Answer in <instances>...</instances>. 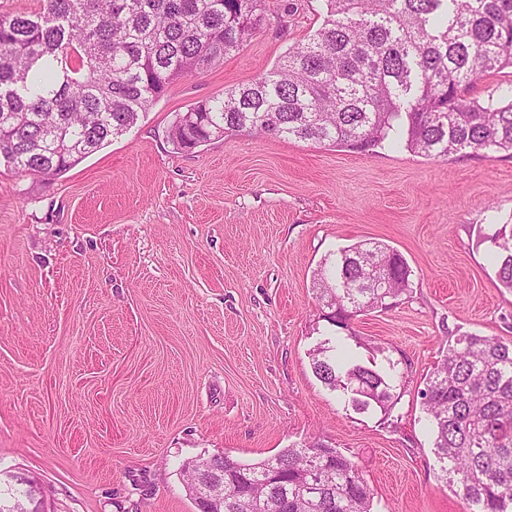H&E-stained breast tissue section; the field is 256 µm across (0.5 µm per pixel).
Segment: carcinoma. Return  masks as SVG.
<instances>
[{
    "label": "carcinoma",
    "mask_w": 512,
    "mask_h": 512,
    "mask_svg": "<svg viewBox=\"0 0 512 512\" xmlns=\"http://www.w3.org/2000/svg\"><path fill=\"white\" fill-rule=\"evenodd\" d=\"M308 41L252 82L192 103L169 136L191 150L248 131L353 151L385 145L427 158L512 156V83L486 99L477 79L512 68V0H325ZM280 0H44L0 17V161L58 175L124 135L177 79L240 50ZM495 276L512 292V229L490 237ZM411 269L395 249L358 242L317 280L332 325L407 293ZM379 278L389 287L375 288ZM316 377L359 410L389 414L390 377L318 349ZM446 483L478 512H512V340L448 341L421 391ZM283 448L242 462L216 456L224 498L214 512H373V493L341 452ZM31 490L0 492V512L27 508Z\"/></svg>",
    "instance_id": "1"
}]
</instances>
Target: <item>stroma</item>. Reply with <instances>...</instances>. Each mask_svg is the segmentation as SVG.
<instances>
[{"label":"stroma","mask_w":512,"mask_h":512,"mask_svg":"<svg viewBox=\"0 0 512 512\" xmlns=\"http://www.w3.org/2000/svg\"><path fill=\"white\" fill-rule=\"evenodd\" d=\"M297 2L66 173L0 163V481H35L41 512H198L187 463L311 441L355 463L375 512H472L442 477L420 392L449 338L512 340L489 261L512 224V156L169 139L191 103L321 27L324 0ZM366 240L406 258L411 290L345 331L323 320L315 278ZM340 341L391 372L390 414L316 377L313 349Z\"/></svg>","instance_id":"obj_1"}]
</instances>
